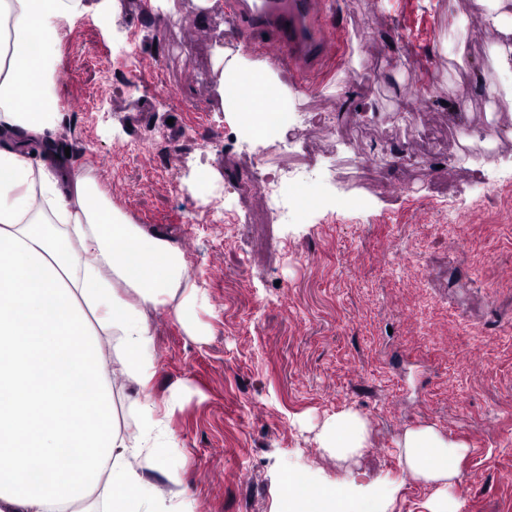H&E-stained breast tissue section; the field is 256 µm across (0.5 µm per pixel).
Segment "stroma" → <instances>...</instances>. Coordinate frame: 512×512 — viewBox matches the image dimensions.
<instances>
[{"label":"stroma","instance_id":"obj_1","mask_svg":"<svg viewBox=\"0 0 512 512\" xmlns=\"http://www.w3.org/2000/svg\"><path fill=\"white\" fill-rule=\"evenodd\" d=\"M224 9L80 0L53 51L67 166L178 247L201 290L203 341L147 312L150 394L181 392L164 455L190 512H273L299 469L425 512L395 449L422 424L470 447L460 512H512V95L473 73L498 33L474 0H340L352 55L292 93L259 152L213 89ZM296 112L329 113L331 138L299 134ZM282 166L298 177L275 211L256 187ZM347 407L371 435L351 464L313 440Z\"/></svg>","mask_w":512,"mask_h":512}]
</instances>
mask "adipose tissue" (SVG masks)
<instances>
[{
  "label": "adipose tissue",
  "mask_w": 512,
  "mask_h": 512,
  "mask_svg": "<svg viewBox=\"0 0 512 512\" xmlns=\"http://www.w3.org/2000/svg\"><path fill=\"white\" fill-rule=\"evenodd\" d=\"M78 0H0V512H179L184 490L160 450L179 402L147 398L154 379L146 310L172 306L188 335L200 290L183 254L127 221L80 172L66 171L65 116L50 86L51 19ZM500 35L488 68L512 70V0H477ZM225 111L255 116L253 135L280 128L288 87L242 48L217 47ZM115 350L116 364L105 352ZM143 391L136 438L115 414L111 372ZM320 448L342 462L370 445L368 422L343 409L317 426ZM402 478L426 486L428 512H459L467 446L426 424L396 443ZM112 496H105V488ZM395 498L362 485L339 498L328 482L291 476L276 512H394Z\"/></svg>",
  "instance_id": "adipose-tissue-1"
}]
</instances>
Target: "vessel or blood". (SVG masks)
Instances as JSON below:
<instances>
[{"label":"vessel or blood","mask_w":512,"mask_h":512,"mask_svg":"<svg viewBox=\"0 0 512 512\" xmlns=\"http://www.w3.org/2000/svg\"><path fill=\"white\" fill-rule=\"evenodd\" d=\"M224 20L250 37L259 57L288 68L300 86H309L344 46L326 0H230Z\"/></svg>","instance_id":"obj_1"}]
</instances>
